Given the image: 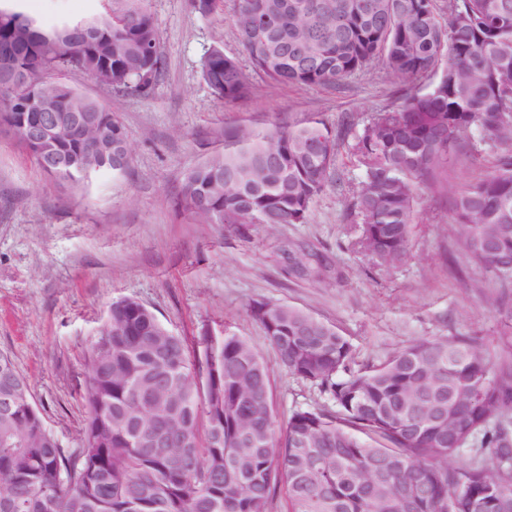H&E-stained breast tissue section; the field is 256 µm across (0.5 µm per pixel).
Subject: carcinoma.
<instances>
[{"mask_svg": "<svg viewBox=\"0 0 512 512\" xmlns=\"http://www.w3.org/2000/svg\"><path fill=\"white\" fill-rule=\"evenodd\" d=\"M103 12L43 30L21 6L0 7V126L48 176L82 185L123 174L133 149L104 106L45 73L112 72L115 88L146 91L163 68L147 0H102ZM223 0H189L209 16ZM232 23L255 70L270 81L334 87L381 60L393 82L424 89L367 120L353 154L364 168L348 214L362 253L381 267L408 258L418 190L454 154L489 151L492 169L452 193L451 225L468 260L512 288V0H235ZM202 77L226 103L248 76L215 47ZM95 112L38 145L24 129L45 104ZM112 137L127 161L80 163ZM224 151L187 175L178 204L201 224H305L340 183V136L319 122L257 136L226 135ZM48 154L71 160L51 169ZM312 253L288 273L309 270ZM251 316L291 375L331 408L292 412L281 426L268 370L236 335L201 336L203 357L131 298L112 302L89 354L82 446L69 452L34 405L26 379L0 355V512H268L277 488L288 512H512V361L496 363L462 338L422 339L355 367L351 345L309 312L255 301ZM206 419L199 433L200 419ZM476 435L492 466L448 468Z\"/></svg>", "mask_w": 512, "mask_h": 512, "instance_id": "carcinoma-1", "label": "carcinoma"}]
</instances>
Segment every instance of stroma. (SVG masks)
<instances>
[{
    "label": "stroma",
    "instance_id": "35a3bbf8",
    "mask_svg": "<svg viewBox=\"0 0 512 512\" xmlns=\"http://www.w3.org/2000/svg\"><path fill=\"white\" fill-rule=\"evenodd\" d=\"M43 26L97 14L99 0H24ZM163 71L147 92L100 85L79 71L64 80L120 119L133 147L129 171L94 176L83 186L50 180L7 133L0 132V354L28 380L36 407L63 448L81 444L88 416V354L112 301L132 298L191 342L234 334L250 341L269 372L273 412L286 423L299 407L325 400L284 371L261 325L257 300L306 310L350 343L358 365L380 363L415 341L468 338L492 360L512 359V322L493 309L501 283L465 263L450 231L452 189L487 174L492 153L452 160L446 186L416 200L410 259L374 267L356 245L348 191L363 176L352 137L337 169L346 188H328L305 224H198L179 211L186 174L224 148L231 129L265 133L323 122L354 128L396 107L405 86L373 62L336 89L275 85L251 65L231 15L234 0L207 17L188 0H149ZM236 57L250 92L224 103L202 78L213 47ZM307 247L317 274L289 275L283 248Z\"/></svg>",
    "mask_w": 512,
    "mask_h": 512
}]
</instances>
